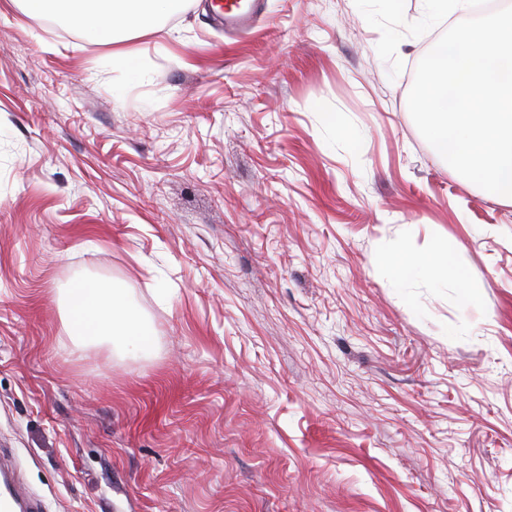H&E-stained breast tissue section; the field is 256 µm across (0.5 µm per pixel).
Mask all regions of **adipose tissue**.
I'll return each mask as SVG.
<instances>
[{"label":"adipose tissue","mask_w":512,"mask_h":512,"mask_svg":"<svg viewBox=\"0 0 512 512\" xmlns=\"http://www.w3.org/2000/svg\"><path fill=\"white\" fill-rule=\"evenodd\" d=\"M26 14L52 17L86 37L107 44L152 32L175 0H22ZM454 246L444 242L429 253L391 251L382 261L396 281L415 276L434 280L454 277L465 303H474V286L453 261ZM65 316L70 338L81 344L107 339L123 349L149 353L155 331L117 288L93 278H78L65 291Z\"/></svg>","instance_id":"1"}]
</instances>
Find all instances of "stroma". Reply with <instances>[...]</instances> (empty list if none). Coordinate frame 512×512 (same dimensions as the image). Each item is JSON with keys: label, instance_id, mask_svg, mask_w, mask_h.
I'll list each match as a JSON object with an SVG mask.
<instances>
[{"label": "stroma", "instance_id": "stroma-1", "mask_svg": "<svg viewBox=\"0 0 512 512\" xmlns=\"http://www.w3.org/2000/svg\"><path fill=\"white\" fill-rule=\"evenodd\" d=\"M265 13L179 0L112 47L0 0V448L46 512H512V205L408 109L461 17ZM445 240L477 305L380 260ZM79 277L152 355L71 343ZM214 20L228 31L250 28L262 13L263 0H207ZM112 67L124 72L133 79L139 78L142 74V62L140 59L125 51L112 53Z\"/></svg>", "mask_w": 512, "mask_h": 512}]
</instances>
